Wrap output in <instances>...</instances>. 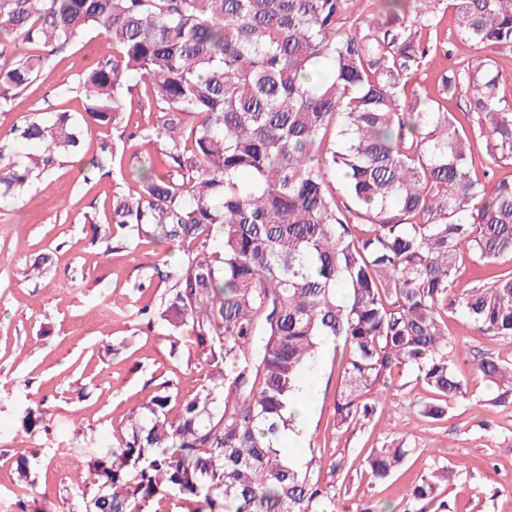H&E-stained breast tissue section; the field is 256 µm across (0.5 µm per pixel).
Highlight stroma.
Masks as SVG:
<instances>
[{
    "instance_id": "stroma-1",
    "label": "stroma",
    "mask_w": 512,
    "mask_h": 512,
    "mask_svg": "<svg viewBox=\"0 0 512 512\" xmlns=\"http://www.w3.org/2000/svg\"><path fill=\"white\" fill-rule=\"evenodd\" d=\"M436 15L440 52L408 76L411 104L441 100L442 74L475 54L458 39L447 0H440ZM103 51L101 35L91 30L68 52L51 57L11 111L0 112V132L34 113H80L78 78ZM125 102L122 125L86 131L82 161L33 178L17 201L0 206V492L13 487L17 455L27 452L39 489L51 493L59 512H68L76 498L69 476L87 471L91 446L121 437L130 410L168 387L184 397L195 394L212 373L197 344L174 335L164 321L149 327L136 315L143 304L159 305L167 283L152 264L176 261L177 250L147 240L135 247L118 231L110 243L94 239V225L110 219L112 191L130 159L122 157L110 176L90 183L84 160L98 138L120 145L129 131L156 122L142 87H134ZM458 266L456 286L468 288L511 273L512 255L489 262L464 255ZM146 280L151 288L139 291ZM448 337L460 351L456 370L469 397L451 404L438 421L418 413L429 392L409 376L368 420L335 428L336 352L320 350L307 442L317 450L322 474L332 477L337 512H356L366 503L392 512L420 475L446 466L455 473L439 489L448 512H512V398L497 400L471 356L488 351L512 364V339L484 333L460 315L449 317ZM30 405L48 414L50 432L23 430L20 416ZM76 430L79 442L68 465L59 466V445ZM400 438L413 448L404 472L385 484L372 482L362 471L364 459ZM337 461L342 467L335 472Z\"/></svg>"
}]
</instances>
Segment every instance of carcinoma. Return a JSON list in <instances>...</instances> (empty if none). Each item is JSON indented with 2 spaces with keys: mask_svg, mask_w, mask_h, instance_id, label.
Wrapping results in <instances>:
<instances>
[{
  "mask_svg": "<svg viewBox=\"0 0 512 512\" xmlns=\"http://www.w3.org/2000/svg\"><path fill=\"white\" fill-rule=\"evenodd\" d=\"M0 0V112L90 29L105 53L78 82L81 118L35 113L18 139L0 137V200L18 199L35 172L80 155L85 128L115 126L132 77L163 110L128 141L164 136L112 195V226L132 242L165 239L183 250L167 271L166 321L208 350L210 384L163 391L130 412L117 443L94 451L76 482L73 512H335L336 487L277 446L292 427L289 399L320 338L337 340L334 426L366 420L395 379L414 370L431 394L421 416L441 420L467 398L455 371L448 312L512 339V274L455 287L458 258L512 255V182L474 175L472 133L486 155L512 160V102L492 55L512 53V0H448L458 38L477 51L445 73L446 98L469 92L465 128L442 104L403 98L431 45L436 0ZM40 54L6 62L20 46ZM118 146L97 143L92 173L112 174ZM341 181L348 202L336 196ZM499 397L512 396V364L477 353ZM413 453L405 440L371 450L368 474L387 481ZM22 502L35 486L16 460ZM422 475L402 512H442L436 480Z\"/></svg>",
  "mask_w": 512,
  "mask_h": 512,
  "instance_id": "1",
  "label": "carcinoma"
}]
</instances>
